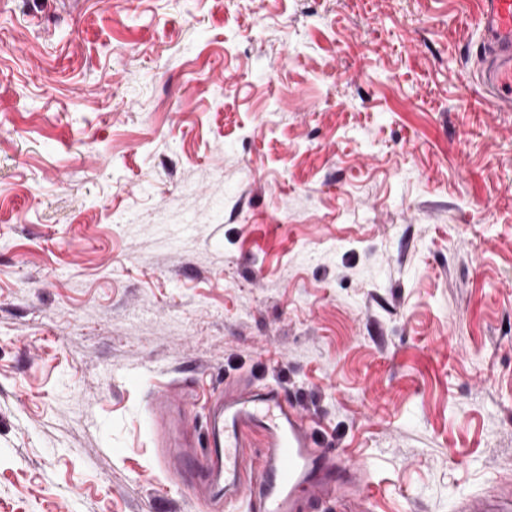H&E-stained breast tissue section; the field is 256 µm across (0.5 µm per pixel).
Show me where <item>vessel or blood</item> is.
<instances>
[{
  "mask_svg": "<svg viewBox=\"0 0 512 512\" xmlns=\"http://www.w3.org/2000/svg\"><path fill=\"white\" fill-rule=\"evenodd\" d=\"M478 24L486 38L480 80L490 107L512 112V0H481ZM203 448H179L177 459L197 479H209L203 512L242 502L247 512H303L336 497L369 499L366 465L320 447L304 414L277 386H249L214 399ZM261 435L264 445L251 447ZM197 479L185 481V489Z\"/></svg>",
  "mask_w": 512,
  "mask_h": 512,
  "instance_id": "vessel-or-blood-1",
  "label": "vessel or blood"
}]
</instances>
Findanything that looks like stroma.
<instances>
[{"mask_svg":"<svg viewBox=\"0 0 512 512\" xmlns=\"http://www.w3.org/2000/svg\"><path fill=\"white\" fill-rule=\"evenodd\" d=\"M479 0H0V512H199L161 384L278 385L376 512L512 477V112Z\"/></svg>","mask_w":512,"mask_h":512,"instance_id":"1","label":"stroma"}]
</instances>
